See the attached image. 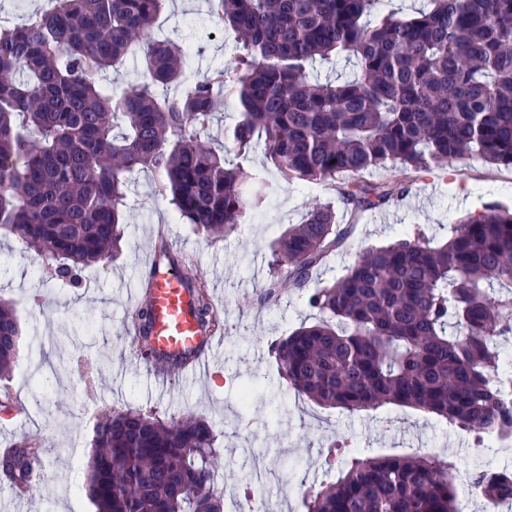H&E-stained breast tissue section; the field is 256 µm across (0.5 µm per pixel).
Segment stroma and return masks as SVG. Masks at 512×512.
I'll list each match as a JSON object with an SVG mask.
<instances>
[{"instance_id": "obj_1", "label": "stroma", "mask_w": 512, "mask_h": 512, "mask_svg": "<svg viewBox=\"0 0 512 512\" xmlns=\"http://www.w3.org/2000/svg\"><path fill=\"white\" fill-rule=\"evenodd\" d=\"M153 34L203 47L185 65L191 80L231 65L238 53L232 35L215 23L202 0H167ZM243 164L261 171L271 192L262 208L247 211L235 231L217 241L155 196V174H136L130 185L135 207L121 253L108 266L87 267L78 288L41 273V256L0 230V300L18 303L23 318L22 360L11 377L0 379V395L16 397L22 409L0 407V448L24 436L50 441L43 482L23 498L0 486V512H94L78 491L93 429L101 415L129 405L168 419L190 413L214 425L224 456L216 483L224 493V512H236L237 499L247 493L274 512H305L304 490L333 479L320 460L333 444L362 456L435 452L456 459L464 470L486 464L512 468V447L475 445L436 415L394 405L360 413L324 409L280 385L269 337L286 336L318 313L295 293H284L273 305L257 301L273 272V243L302 221L312 202L330 204L339 224L355 226L345 248L313 276L314 282L328 283L345 275L364 247L414 231L443 242L465 212L487 202L512 208V166L456 160L398 203L356 221L338 191L286 180L267 164L263 145ZM160 227L174 253L192 257L224 317L214 374L181 373L163 390L125 334L134 308L126 291L145 288ZM244 390L250 393L246 407L240 402Z\"/></svg>"}]
</instances>
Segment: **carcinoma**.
<instances>
[{"instance_id":"obj_1","label":"carcinoma","mask_w":512,"mask_h":512,"mask_svg":"<svg viewBox=\"0 0 512 512\" xmlns=\"http://www.w3.org/2000/svg\"><path fill=\"white\" fill-rule=\"evenodd\" d=\"M165 0H47L20 21L0 20V229L52 262L74 287L90 265L121 250L135 203L131 176L159 177L158 195L209 237L234 231L267 198L258 173L201 139L225 104L236 156L264 141L289 180L337 187L355 213L402 197L425 175L466 156L512 164V0H429L412 18L371 24L380 0H207L239 41L235 64L187 83L186 52L151 38ZM140 53L144 78L121 91L103 83ZM354 56L356 74L320 80L313 63ZM169 93L161 95L158 88ZM395 168L399 177L366 181ZM257 189L245 196L241 186ZM352 228L317 204L273 246L274 274L258 301L286 286L321 318L271 345L279 379L326 408L386 404L437 415L482 440L512 436V376L496 345L512 332V210L486 204L447 241L400 238L356 255L337 281L309 287ZM193 297L200 338L223 321L204 280L162 241L155 249ZM152 313L138 308L130 332L153 356ZM21 318L0 302V377L19 357ZM49 442L24 437L0 457V480L27 481ZM224 467L209 422H164L129 407L96 424L83 493L95 512H224L214 481ZM458 464L428 455H353L336 479L311 487L306 512H459ZM493 503L512 501V470L468 474Z\"/></svg>"}]
</instances>
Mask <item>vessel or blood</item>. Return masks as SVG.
Segmentation results:
<instances>
[{
	"label": "vessel or blood",
	"instance_id": "1",
	"mask_svg": "<svg viewBox=\"0 0 512 512\" xmlns=\"http://www.w3.org/2000/svg\"><path fill=\"white\" fill-rule=\"evenodd\" d=\"M151 278L145 297L153 313L152 342L158 360L191 355L192 372L208 367L209 360L199 354L200 337L193 316L188 288L170 268L159 261L150 264Z\"/></svg>",
	"mask_w": 512,
	"mask_h": 512
}]
</instances>
